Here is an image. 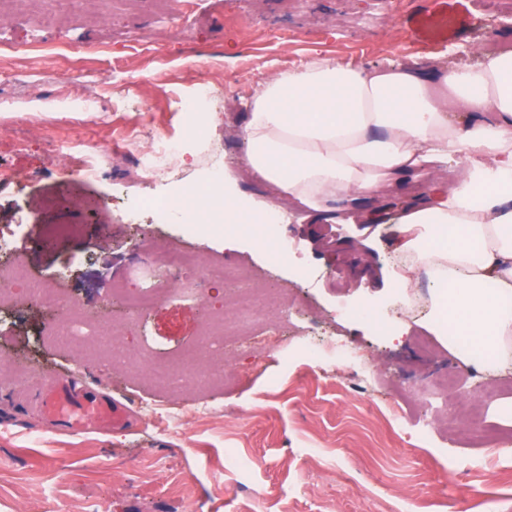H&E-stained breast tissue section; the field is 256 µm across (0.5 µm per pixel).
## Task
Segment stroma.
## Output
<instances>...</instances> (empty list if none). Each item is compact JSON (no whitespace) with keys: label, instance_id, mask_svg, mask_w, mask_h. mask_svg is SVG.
Instances as JSON below:
<instances>
[{"label":"stroma","instance_id":"1","mask_svg":"<svg viewBox=\"0 0 512 512\" xmlns=\"http://www.w3.org/2000/svg\"><path fill=\"white\" fill-rule=\"evenodd\" d=\"M487 0H194L185 35L158 18L149 0L95 11L81 25L36 30L32 18L0 15V167L15 178L0 187V236L11 244L0 266L22 261L29 275L78 304L89 317L116 320L112 341L148 358L197 343L203 307L223 304L218 281L182 273L171 298L133 318L112 300V282L131 278L150 250L178 247L201 262L220 256L257 273L258 287L280 288L296 303L267 320L279 328L271 350L243 346L224 357L226 385L172 394V425L133 414L125 428L69 434L47 427L33 395L52 380L82 374L83 386L119 403H151L147 374L130 376L105 353L89 354L54 335L64 311L34 301L24 281L0 303V512H512V373L484 372L449 353L418 308L395 292L393 226L408 194L389 188L363 201L354 221L319 213L282 225L290 263L271 261L261 242L229 234L188 236L183 224L122 217L128 195H171L206 186L207 156L224 151L237 193L264 207L269 186L237 166L249 103L260 83L317 57L365 67L441 60L472 65L489 41H512V7L490 27ZM37 51H29L31 41ZM209 81L224 89L223 113L203 120L202 137L178 159L167 183L146 180L128 151L152 134L180 136L188 118L178 101ZM99 100L84 111L87 97ZM109 146L103 178L80 180L77 158ZM346 236L331 251L325 239ZM198 288L202 301L180 297ZM372 306L400 339L377 334L359 314ZM332 336L361 356L340 365L333 351L313 358L307 336ZM429 338L432 351L422 350ZM460 377L442 396L448 374ZM479 405L477 422L452 420L454 398ZM223 403L203 416L204 399ZM399 408L396 424L390 408ZM498 431L497 447L471 442L475 428ZM249 468H235L234 459Z\"/></svg>","mask_w":512,"mask_h":512}]
</instances>
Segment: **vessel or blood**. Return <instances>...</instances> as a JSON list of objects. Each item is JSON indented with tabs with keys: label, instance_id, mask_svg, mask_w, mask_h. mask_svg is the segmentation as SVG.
I'll return each instance as SVG.
<instances>
[{
	"label": "vessel or blood",
	"instance_id": "1",
	"mask_svg": "<svg viewBox=\"0 0 512 512\" xmlns=\"http://www.w3.org/2000/svg\"><path fill=\"white\" fill-rule=\"evenodd\" d=\"M36 402L50 425L59 430L77 432L91 425L108 430L129 421L123 404L102 393L77 391L66 378L45 387Z\"/></svg>",
	"mask_w": 512,
	"mask_h": 512
}]
</instances>
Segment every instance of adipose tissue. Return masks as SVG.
Masks as SVG:
<instances>
[{"label":"adipose tissue","instance_id":"ef3b65f1","mask_svg":"<svg viewBox=\"0 0 512 512\" xmlns=\"http://www.w3.org/2000/svg\"><path fill=\"white\" fill-rule=\"evenodd\" d=\"M239 164L298 208L344 212L389 183L427 181L398 214L396 284L430 288L426 326L512 364V45L472 66L316 58L262 84Z\"/></svg>","mask_w":512,"mask_h":512}]
</instances>
